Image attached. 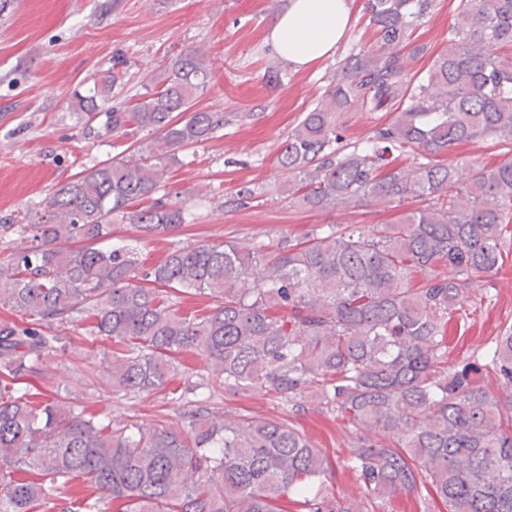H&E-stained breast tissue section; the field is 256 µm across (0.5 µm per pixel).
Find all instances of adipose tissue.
Listing matches in <instances>:
<instances>
[{
	"label": "adipose tissue",
	"mask_w": 512,
	"mask_h": 512,
	"mask_svg": "<svg viewBox=\"0 0 512 512\" xmlns=\"http://www.w3.org/2000/svg\"><path fill=\"white\" fill-rule=\"evenodd\" d=\"M351 20L352 0H288L266 40L294 68L303 69L334 53Z\"/></svg>",
	"instance_id": "1"
}]
</instances>
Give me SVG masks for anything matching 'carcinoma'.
Returning <instances> with one entry per match:
<instances>
[{"label":"carcinoma","mask_w":512,"mask_h":512,"mask_svg":"<svg viewBox=\"0 0 512 512\" xmlns=\"http://www.w3.org/2000/svg\"><path fill=\"white\" fill-rule=\"evenodd\" d=\"M430 0H366L376 44L349 55L276 156L281 191L311 208L370 198L385 224H329L243 248L171 244L145 266L136 246L104 248L118 220L136 242L171 235L185 209L155 198L159 164L224 124L193 109L211 81L201 54H182L160 89L112 108L117 137L152 135L139 162L119 157L60 186L33 224L0 225V512H362L330 496V458L286 420L103 422L45 398L42 356L55 322L90 320L112 351V390L158 393L195 354L224 388L297 404L315 398L355 428L348 468L367 501L416 503L430 488L448 512H512V402L478 385L494 373L512 389V327L483 356L448 366V332L479 277L501 268L512 226V0H459L448 48L421 79L393 65ZM116 75L78 96L97 114ZM392 121L347 153L336 115L354 104ZM491 141L494 165L439 161L456 145ZM413 154L399 167V157ZM416 199L421 206L403 209ZM29 245L20 248L15 241ZM211 300L203 316L180 295ZM73 477L83 485H70Z\"/></svg>","instance_id":"obj_1"}]
</instances>
